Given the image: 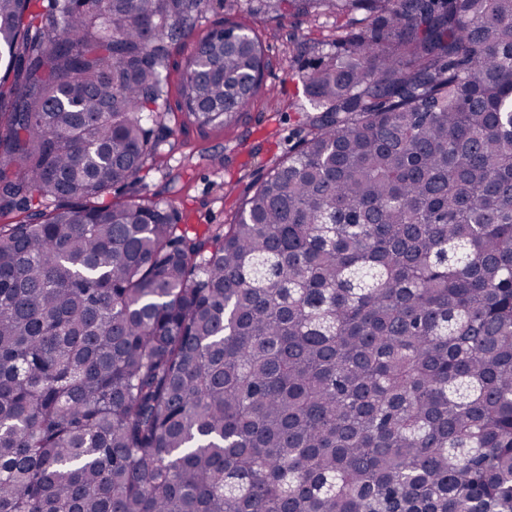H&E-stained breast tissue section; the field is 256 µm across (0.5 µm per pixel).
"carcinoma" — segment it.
Listing matches in <instances>:
<instances>
[{
  "label": "carcinoma",
  "instance_id": "1",
  "mask_svg": "<svg viewBox=\"0 0 512 512\" xmlns=\"http://www.w3.org/2000/svg\"><path fill=\"white\" fill-rule=\"evenodd\" d=\"M40 2L0 0V512H512V0H259L355 28L202 234L105 197L209 0ZM268 66L209 32L182 114Z\"/></svg>",
  "mask_w": 512,
  "mask_h": 512
}]
</instances>
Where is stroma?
<instances>
[{
  "mask_svg": "<svg viewBox=\"0 0 512 512\" xmlns=\"http://www.w3.org/2000/svg\"><path fill=\"white\" fill-rule=\"evenodd\" d=\"M251 8L250 0H212L208 13L177 42L171 57L169 99L174 102L186 59L210 30L231 23L253 27L266 49L269 67L241 124L204 133L192 126L177 129L171 152L145 171L141 183L112 192L111 200L137 195L167 201L186 212L189 226L198 232L210 224H228L253 181L296 142L309 106L297 73L318 61L322 45L348 23L295 12L263 17ZM204 151L223 155L224 165L201 166Z\"/></svg>",
  "mask_w": 512,
  "mask_h": 512,
  "instance_id": "stroma-1",
  "label": "stroma"
}]
</instances>
